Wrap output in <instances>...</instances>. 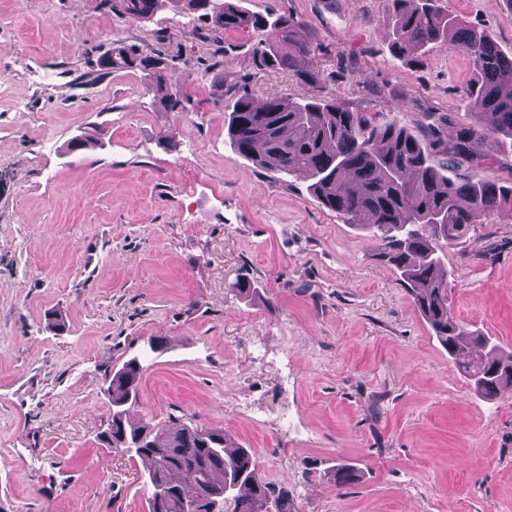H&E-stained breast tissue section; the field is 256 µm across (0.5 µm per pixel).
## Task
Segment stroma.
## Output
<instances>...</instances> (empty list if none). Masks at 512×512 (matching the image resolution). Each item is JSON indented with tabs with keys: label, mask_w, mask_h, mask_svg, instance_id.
<instances>
[{
	"label": "stroma",
	"mask_w": 512,
	"mask_h": 512,
	"mask_svg": "<svg viewBox=\"0 0 512 512\" xmlns=\"http://www.w3.org/2000/svg\"><path fill=\"white\" fill-rule=\"evenodd\" d=\"M242 4L301 22L323 91L351 109L414 132L427 112L466 121L471 63L393 57L384 0ZM441 5L512 52V0ZM259 38L217 41L174 11L140 23L99 0H0V512H149L145 461L97 438L105 377L138 355L132 420L224 428L292 512H512V388L472 389L377 239L306 177L228 147L213 78L250 72ZM115 40L172 59L185 109L164 110L140 72L92 77ZM94 131L102 147L66 155ZM477 174L512 182V140L451 172ZM443 252L457 318L512 351V213ZM339 464L359 480L336 484Z\"/></svg>",
	"instance_id": "obj_1"
}]
</instances>
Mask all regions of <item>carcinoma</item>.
<instances>
[{"mask_svg":"<svg viewBox=\"0 0 512 512\" xmlns=\"http://www.w3.org/2000/svg\"><path fill=\"white\" fill-rule=\"evenodd\" d=\"M387 3L394 18L393 55L412 64L444 47L473 66L465 92L471 121L456 126L453 137L446 133V115H427L416 134L370 112H353L319 92L304 99L279 93L258 105L246 75L216 76L217 100L228 102L227 136L237 155L282 180L307 174L310 193L323 207L380 239L379 259L400 273L420 315L448 355L461 358L459 367L476 391L493 397L512 386V353L455 316V273L443 268L441 244H453L496 211H512V183L479 176L454 181L443 169L468 160L476 141L512 139V56L502 52L491 32L442 9L437 0ZM100 5L144 22L176 7L206 21L214 34L261 31L265 39L252 49L255 73L288 71L315 87L323 81L320 67L309 62L310 42L291 16L272 20L230 0H100ZM96 65L103 74L140 71L160 89L170 59L114 40ZM437 152L446 155L441 168L432 163ZM142 370L132 358L107 376L111 426L99 440L148 461L150 512H224L228 500L233 512H288L287 495L263 480L252 450L234 445L223 430L180 423L160 427L147 419L130 423ZM332 473L341 486L360 477L342 464Z\"/></svg>","mask_w":512,"mask_h":512,"instance_id":"1","label":"carcinoma"}]
</instances>
